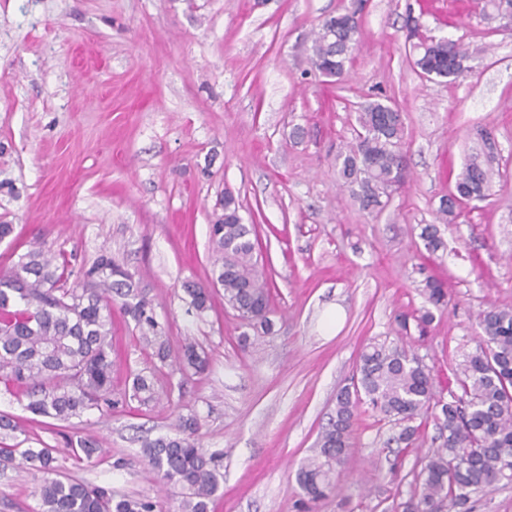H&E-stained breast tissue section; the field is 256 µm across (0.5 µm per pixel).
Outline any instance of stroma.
I'll use <instances>...</instances> for the list:
<instances>
[{
    "instance_id": "35a3bbf8",
    "label": "stroma",
    "mask_w": 512,
    "mask_h": 512,
    "mask_svg": "<svg viewBox=\"0 0 512 512\" xmlns=\"http://www.w3.org/2000/svg\"><path fill=\"white\" fill-rule=\"evenodd\" d=\"M356 7L348 75L323 77L312 33ZM410 15L480 47L471 71L423 78ZM386 97L405 118L407 178L374 217L339 188L335 157L357 107ZM479 126L496 136L500 175L486 201L440 226L446 248L429 256L420 227ZM228 190L258 229L272 285L274 332L246 341L223 289L201 314L184 290L209 286L208 225ZM1 223L76 271L112 257L140 280L172 348L191 336L210 358L201 374L156 367L134 322L113 313L109 414L48 427L0 383V413L24 422L25 447H58L62 472L182 512L184 490L162 484L142 442L193 414L224 475L212 512H299L298 470L366 345L409 346L445 397L483 339L479 313L512 307V26L484 20L478 0H0ZM426 271L447 277L448 306L427 335L400 336L395 318L424 305ZM145 368L160 394L147 405L127 395ZM74 426L102 448L79 464L62 450ZM399 429L360 405L341 489L312 512H402L439 430L427 421L403 454ZM41 483L32 464L0 461V512H36Z\"/></svg>"
}]
</instances>
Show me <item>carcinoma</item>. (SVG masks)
I'll return each mask as SVG.
<instances>
[{"instance_id":"cac0c4a2","label":"carcinoma","mask_w":512,"mask_h":512,"mask_svg":"<svg viewBox=\"0 0 512 512\" xmlns=\"http://www.w3.org/2000/svg\"><path fill=\"white\" fill-rule=\"evenodd\" d=\"M486 18L512 14V0H483ZM408 36L420 70H460L473 58L459 41L436 38L415 23ZM360 19L354 10L325 18L312 39L310 63L328 77L340 78L351 60L349 45L357 41ZM353 138L336 154L342 186L370 214L381 213L406 178L403 152L405 122L397 107L379 100L361 104ZM474 137L480 153L464 164L453 190L441 197L436 215L453 224L475 200L489 197L497 159V142L480 127ZM419 237L433 256L445 244L435 224L421 227ZM215 253L212 284L224 288V302L243 323L268 335L271 285L260 268L257 230L243 223L240 203L224 192L222 213L210 225ZM77 284L67 286L71 276ZM426 306L396 318L398 334L427 333L434 311L447 306L443 280L427 275L421 281ZM185 291L198 312L210 307L208 288L189 284ZM121 300L124 316L135 322L144 346L161 363L171 358L169 338L156 320L138 283L128 270L102 255L87 270L74 273L63 254L30 248L0 269V381L26 390L27 410L57 422H69L90 410L112 409V302ZM485 345L464 357L457 378L460 392L450 400L435 394L429 372L403 345L370 343L361 352L351 387L336 397L335 416L320 435L315 454L298 472L304 500L312 505L337 488L349 449L350 430L361 404L401 425L391 441L410 449L420 434L418 418L432 417L440 444L417 477V486L403 503V512H472L473 496L494 485L512 483V308L492 306L479 316ZM179 366L202 373L210 360L195 340L186 337L177 357ZM153 376L134 374L131 398L146 405L156 400ZM199 423L190 414L178 418L175 434L144 443L148 464L168 483L187 491L183 512H210L222 475L213 456L196 438ZM65 447L80 463L101 451L91 435L75 431ZM55 449L34 450L0 445V459L20 455L39 463L43 473L39 512H154L149 501L117 498L112 490L62 478L54 466Z\"/></svg>"}]
</instances>
